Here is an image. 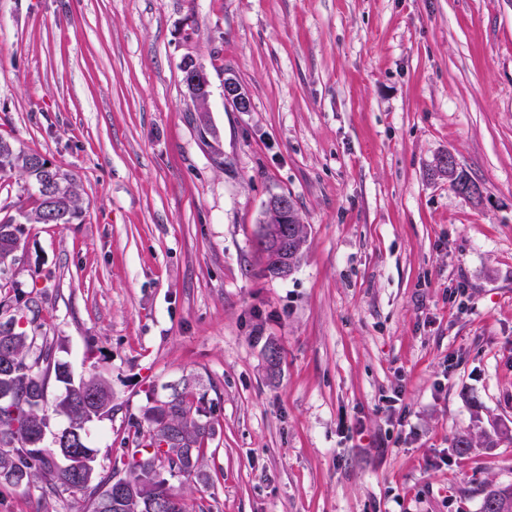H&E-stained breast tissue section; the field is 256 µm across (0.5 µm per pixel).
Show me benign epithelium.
<instances>
[{"label": "benign epithelium", "instance_id": "7a95c632", "mask_svg": "<svg viewBox=\"0 0 512 512\" xmlns=\"http://www.w3.org/2000/svg\"><path fill=\"white\" fill-rule=\"evenodd\" d=\"M224 99L237 112L250 111L251 101L248 93L241 87L228 82L224 83ZM295 203L293 198L286 194L272 196L267 204L266 211L275 216V220H267L260 226L259 241L264 252L271 255V263L267 266V274L277 278H286L291 275L289 268V248L297 240L298 221L293 217Z\"/></svg>", "mask_w": 512, "mask_h": 512}]
</instances>
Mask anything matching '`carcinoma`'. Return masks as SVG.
Masks as SVG:
<instances>
[{"mask_svg": "<svg viewBox=\"0 0 512 512\" xmlns=\"http://www.w3.org/2000/svg\"><path fill=\"white\" fill-rule=\"evenodd\" d=\"M36 152L25 151L0 139V174L19 170L33 181L39 203L28 211L0 220V266L14 259L26 224L46 223L44 190L59 223L78 218L75 178L53 167ZM27 312L0 321V485L34 487L42 497L78 495L84 512H150L151 506H165L164 512H187L181 495L170 483L207 484L211 476L204 468L206 445L216 434L208 413L201 407L205 395L197 394L196 381L186 380L165 396L151 395L139 414L128 416V436L117 451L112 470H97V449L88 444L86 427L93 421L112 418V388L100 374L74 382L66 363L57 358L60 345L29 334L26 325L35 322L40 308L36 301ZM64 384L56 398L55 412L68 425L54 441L55 449L44 446L49 420L43 407L49 382ZM173 436L181 452L171 457L163 450L167 436ZM128 491L116 496L122 481ZM512 504V485L490 487L481 512H495L489 497Z\"/></svg>", "mask_w": 512, "mask_h": 512, "instance_id": "cac0c4a2", "label": "carcinoma"}]
</instances>
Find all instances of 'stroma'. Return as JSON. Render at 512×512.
Returning a JSON list of instances; mask_svg holds the SVG:
<instances>
[{
  "mask_svg": "<svg viewBox=\"0 0 512 512\" xmlns=\"http://www.w3.org/2000/svg\"><path fill=\"white\" fill-rule=\"evenodd\" d=\"M0 138L78 186L75 223L26 225L0 319L37 301L73 379L111 383L99 470L193 377L216 434L189 512H481L512 484V441L451 447L512 428V0H0ZM448 152L481 200L430 176ZM280 193L309 226L285 279L256 246ZM36 197L1 175L0 219Z\"/></svg>",
  "mask_w": 512,
  "mask_h": 512,
  "instance_id": "obj_1",
  "label": "stroma"
}]
</instances>
